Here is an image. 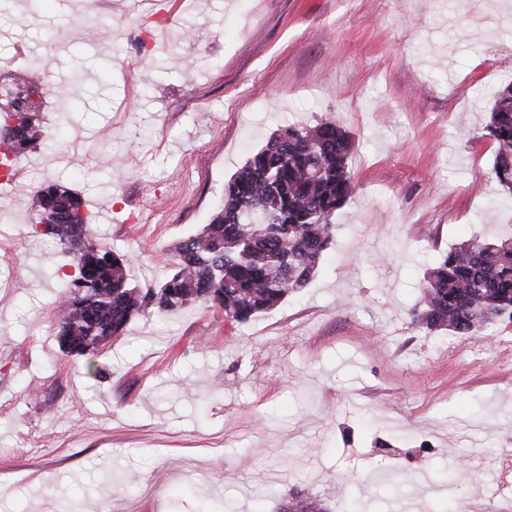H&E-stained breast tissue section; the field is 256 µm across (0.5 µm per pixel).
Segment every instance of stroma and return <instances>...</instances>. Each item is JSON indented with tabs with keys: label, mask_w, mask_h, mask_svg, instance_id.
<instances>
[{
	"label": "stroma",
	"mask_w": 512,
	"mask_h": 512,
	"mask_svg": "<svg viewBox=\"0 0 512 512\" xmlns=\"http://www.w3.org/2000/svg\"><path fill=\"white\" fill-rule=\"evenodd\" d=\"M32 74L53 137L0 193V512H272L271 486L331 512L512 499V322L464 339L409 315L442 252L512 235L484 136L512 0H173L166 24L138 0H0V82ZM322 113L352 136L354 191L308 288L245 325L146 309L96 378L60 350L45 181L156 286L249 154Z\"/></svg>",
	"instance_id": "35a3bbf8"
}]
</instances>
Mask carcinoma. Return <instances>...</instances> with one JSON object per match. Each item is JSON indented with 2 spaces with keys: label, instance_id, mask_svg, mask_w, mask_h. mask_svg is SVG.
Returning a JSON list of instances; mask_svg holds the SVG:
<instances>
[{
  "label": "carcinoma",
  "instance_id": "obj_1",
  "mask_svg": "<svg viewBox=\"0 0 512 512\" xmlns=\"http://www.w3.org/2000/svg\"><path fill=\"white\" fill-rule=\"evenodd\" d=\"M494 143L492 171L512 198V84L498 90L485 125ZM45 132L19 117V157ZM350 134L326 115L289 125L251 153L224 183L211 222L175 246V268L158 286L131 285L127 255L89 240L92 215L81 196L51 182L31 200V219L64 222L44 235L59 242L75 268L63 285L57 339L68 355L87 358L122 336L143 308L166 314L197 305L216 307L239 325L276 308L308 286L336 232V213L352 195ZM261 219L251 221L248 216ZM414 322L457 337L512 321V238L475 236L441 255L427 270L412 308ZM274 512H329L302 491L270 489Z\"/></svg>",
  "mask_w": 512,
  "mask_h": 512
}]
</instances>
